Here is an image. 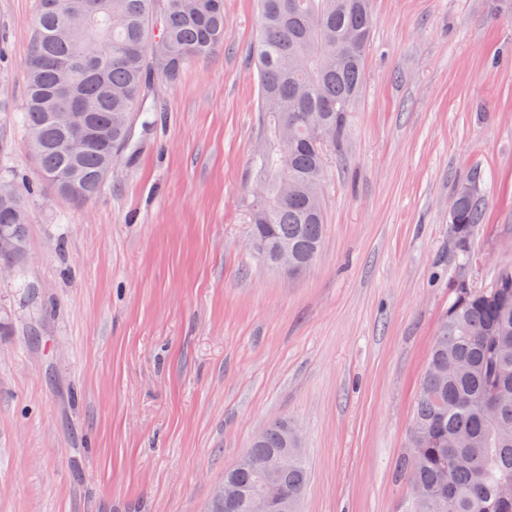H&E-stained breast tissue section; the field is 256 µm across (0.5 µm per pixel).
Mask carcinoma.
Returning a JSON list of instances; mask_svg holds the SVG:
<instances>
[{
	"instance_id": "carcinoma-1",
	"label": "carcinoma",
	"mask_w": 512,
	"mask_h": 512,
	"mask_svg": "<svg viewBox=\"0 0 512 512\" xmlns=\"http://www.w3.org/2000/svg\"><path fill=\"white\" fill-rule=\"evenodd\" d=\"M37 24L25 66L24 123L43 184L80 203L99 195L106 173L128 150L136 122L155 108L148 88L174 83L183 69L224 44V0H36ZM374 18L371 0H260L258 66L264 144L257 172L267 196L251 197L250 238L258 258L274 268L280 246L293 252L296 274L309 267L323 242L321 185L324 149L345 128L362 89ZM69 76L75 96L91 113L94 140L73 153L53 119L57 91ZM468 193L457 187L452 223L457 256L470 258L484 220V174L474 172ZM22 203L0 211V237L23 239ZM455 280L420 381L409 433L414 452L400 474L419 498L406 512H512L500 494L512 485V265L481 289ZM288 420L265 428L248 461L224 471V484L243 494L263 490L299 503L308 472L290 463L265 481L266 461L293 456Z\"/></svg>"
}]
</instances>
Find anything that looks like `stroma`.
<instances>
[{"label":"stroma","mask_w":512,"mask_h":512,"mask_svg":"<svg viewBox=\"0 0 512 512\" xmlns=\"http://www.w3.org/2000/svg\"><path fill=\"white\" fill-rule=\"evenodd\" d=\"M36 0H0V177L37 180L22 121ZM362 93L324 156L308 270L260 263L257 0H224L223 46L176 83L104 192L27 200L0 274V512H206L279 419L299 512H404L398 471L451 283L512 263V0H372ZM485 174L467 265L458 183Z\"/></svg>","instance_id":"35a3bbf8"}]
</instances>
